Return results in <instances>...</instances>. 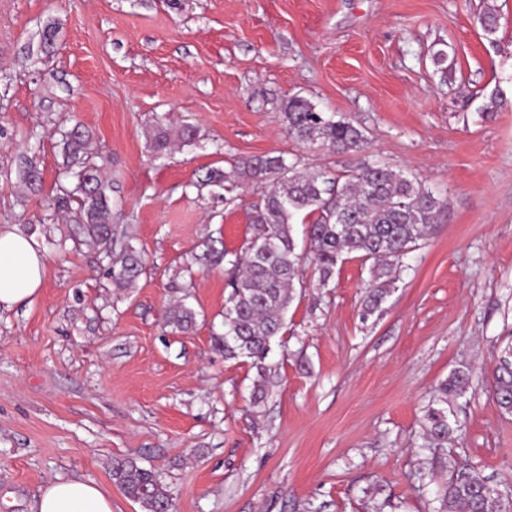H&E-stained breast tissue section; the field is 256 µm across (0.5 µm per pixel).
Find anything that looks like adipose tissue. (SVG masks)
I'll list each match as a JSON object with an SVG mask.
<instances>
[{"mask_svg":"<svg viewBox=\"0 0 512 512\" xmlns=\"http://www.w3.org/2000/svg\"><path fill=\"white\" fill-rule=\"evenodd\" d=\"M44 275L45 258L34 237L14 224L0 226V307L37 294ZM37 512H112V499L94 484L57 480L42 488Z\"/></svg>","mask_w":512,"mask_h":512,"instance_id":"1","label":"adipose tissue"}]
</instances>
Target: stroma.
Wrapping results in <instances>:
<instances>
[{"label":"stroma","mask_w":512,"mask_h":512,"mask_svg":"<svg viewBox=\"0 0 512 512\" xmlns=\"http://www.w3.org/2000/svg\"><path fill=\"white\" fill-rule=\"evenodd\" d=\"M488 5L492 35L477 21ZM495 93L502 106L484 111ZM293 95L352 121L362 150L290 139ZM160 115L173 131L194 125V145L156 155ZM77 120L112 221L146 262L126 290L75 235L76 204L56 202L71 179L57 142ZM25 154L35 190L17 177ZM264 155L331 172L378 162L446 205L366 321L367 266L344 261L320 286L298 246L256 404L250 361L214 347L223 269L186 265L208 238L244 249L266 187L235 168ZM211 170L227 192L204 185ZM1 224L34 236L46 269L36 297L0 311V512H35L58 477L142 512L112 480L116 457L154 468L173 512H437L464 460L512 500V415L490 388L512 343V0H0ZM183 298L197 322L175 333L165 320ZM463 363L475 376L448 401L455 437L425 447L430 392Z\"/></svg>","instance_id":"1"}]
</instances>
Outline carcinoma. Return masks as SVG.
<instances>
[{
  "instance_id": "carcinoma-1",
  "label": "carcinoma",
  "mask_w": 512,
  "mask_h": 512,
  "mask_svg": "<svg viewBox=\"0 0 512 512\" xmlns=\"http://www.w3.org/2000/svg\"><path fill=\"white\" fill-rule=\"evenodd\" d=\"M477 21L488 35L496 33L498 15L490 6ZM165 116L156 117L154 149H168ZM288 136L308 146L320 144L338 153L358 152L365 137L351 122L336 120L316 109L310 101L293 96L283 106ZM61 152L72 168L71 187H60V199L77 204L79 225L90 242L112 252V285L132 287L143 271V260L129 244L126 233L111 222L108 191L93 162L92 135L79 127L76 136L61 135ZM239 174L269 184L268 193L253 208L250 237L241 254L204 244L192 256L202 269L224 265L229 288L224 305V332L215 338L227 359L245 358L257 370L254 401L265 398L266 359L271 341L284 329V314L298 276L299 256L293 224L303 216V236L312 253L318 281L325 284L336 265L358 259L369 265L370 289L362 318L381 311L395 284L394 270L418 242L425 239L438 219L443 201L416 179L386 165L361 163L357 168L331 174L324 169L299 171L280 156H262L243 163ZM18 178L33 187L41 173L31 157L24 158ZM196 322L195 311L184 303L169 310L167 326L186 332ZM473 370L461 365L432 391L425 410L424 436L428 448H445L456 432L448 421V398L467 392ZM492 393L504 414L512 415V346L498 356L491 372ZM112 480L144 512H170L172 502L157 474L129 458L112 459ZM439 512H512L494 496L488 479L467 462L457 466L450 484L439 496Z\"/></svg>"
}]
</instances>
